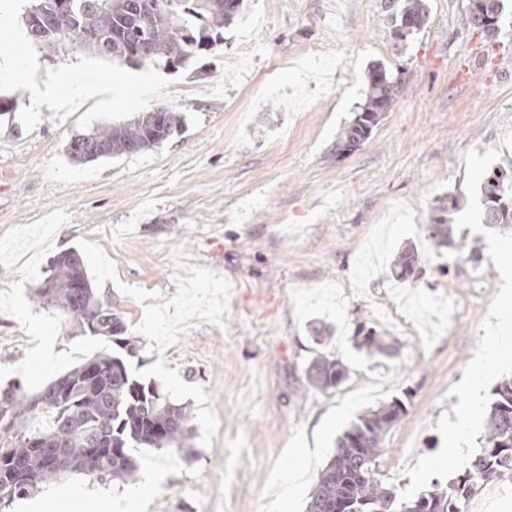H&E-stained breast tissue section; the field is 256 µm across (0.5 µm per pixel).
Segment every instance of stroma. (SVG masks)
I'll list each match as a JSON object with an SVG mask.
<instances>
[{"label":"stroma","instance_id":"35a3bbf8","mask_svg":"<svg viewBox=\"0 0 512 512\" xmlns=\"http://www.w3.org/2000/svg\"><path fill=\"white\" fill-rule=\"evenodd\" d=\"M31 4L0 0V96L16 103L0 114V388L37 393L117 353L35 300L74 250L142 341L126 359L134 376L187 406L195 428L191 453L139 449L136 483L73 474L43 486L48 512H280L279 483L297 464L291 510L305 512L337 439L405 393L383 482L410 497L463 472L493 389L512 377L511 346L449 453L448 425L512 308V231L483 224L480 201L512 158V0L498 38L464 26L467 0H426L423 29L404 40L387 0H243L223 44L177 70L34 44ZM377 61L400 93L337 155ZM160 104L183 118L161 145L66 157L74 134ZM451 193L464 198L455 233L479 240V263L428 237ZM407 248L423 274L401 283L391 267ZM362 323L393 355L359 346ZM320 352L349 369L325 392L305 374Z\"/></svg>","mask_w":512,"mask_h":512}]
</instances>
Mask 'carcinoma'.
<instances>
[{
	"mask_svg": "<svg viewBox=\"0 0 512 512\" xmlns=\"http://www.w3.org/2000/svg\"><path fill=\"white\" fill-rule=\"evenodd\" d=\"M144 20L130 14V0H63L60 25L32 37L36 44L75 43L136 66L178 69L224 41V28L242 8V0H140ZM395 26L426 22L422 0H390ZM502 0H467L464 25L498 37ZM145 48L140 58L133 51ZM397 80L381 62L366 77L365 100L343 129L336 154L358 140H367L358 116L374 117L391 110ZM156 131L142 124V113L123 123L89 132L105 153L93 160L136 155L168 140L180 129L177 113L163 108ZM461 199L448 195L434 209L429 237L437 247L456 246L450 215ZM483 223L512 230V159L492 171L481 186ZM414 251L406 249L395 262L392 276L411 282L420 270ZM82 282L84 287L75 284ZM37 300L59 311L92 335L136 354V341L124 336L125 324L112 305L99 300L83 259L72 250L58 256L50 274L36 289ZM361 345L381 354L390 345L377 331L359 325ZM98 370L89 381L85 371ZM345 364L326 355L313 359L306 370L309 384L321 391L334 389L347 378ZM483 438L473 449L469 466L448 487L434 485L412 498H403L394 486L378 477V459L388 431L406 411L403 399L372 408L357 418L338 439L320 471L305 512H463L466 501L484 480L512 478V379L492 391ZM194 428L187 407L170 402L156 385L145 386L129 372L124 360L97 355L57 378L43 392L30 396L21 384L0 388V508L30 496L62 475L135 480L137 448L190 452ZM64 451L65 466L52 464L47 453Z\"/></svg>",
	"mask_w": 512,
	"mask_h": 512,
	"instance_id": "cac0c4a2",
	"label": "carcinoma"
}]
</instances>
